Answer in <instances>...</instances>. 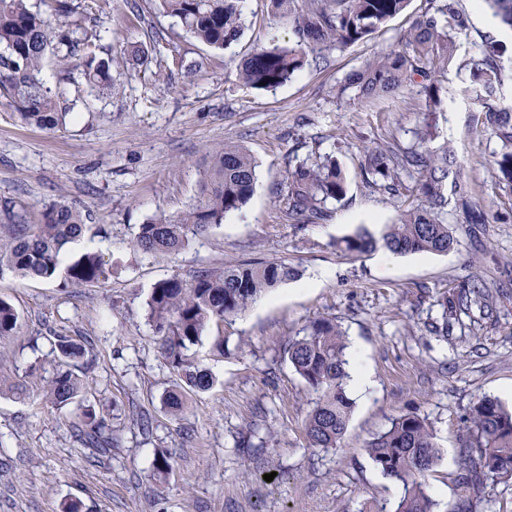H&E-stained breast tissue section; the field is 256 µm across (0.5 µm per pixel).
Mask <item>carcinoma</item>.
Segmentation results:
<instances>
[{
    "label": "carcinoma",
    "instance_id": "carcinoma-1",
    "mask_svg": "<svg viewBox=\"0 0 512 512\" xmlns=\"http://www.w3.org/2000/svg\"><path fill=\"white\" fill-rule=\"evenodd\" d=\"M157 9L179 19L197 41L224 50L238 41L244 29L240 0H154ZM410 0H270L271 7L292 21L289 46H260L244 57L237 75L246 85L275 89L287 83L309 62L326 59L325 53L345 48L375 33L400 14ZM493 17L512 29V0H480ZM413 31L398 53L375 56L348 77L347 85L359 99L379 101L407 82L420 77L430 110L442 106L436 74L450 63L457 39L469 35L460 0H429ZM50 11L32 10L29 0H0V95L10 99L25 124L53 131L64 124L69 107L62 95L40 78L48 54L63 64L81 61L86 85L92 91L112 92V60L95 53L99 35L76 20L56 25L53 18L76 13L72 0H48ZM486 46L482 57L463 60L459 70L484 100L481 124L500 143L494 164L506 193L512 196V104L496 102L503 86L512 83V63L498 55L494 36L480 35ZM456 160L447 147L375 148L367 151L366 184L374 192L392 196L417 193L421 204L403 211L396 222L385 225L380 237L362 230L343 238L339 248L362 255L383 246L395 254H444L457 244L448 225V197L467 215L470 224H488L495 214L473 201L468 185L454 171ZM414 179L407 184L404 178ZM256 180V161L244 147L225 144L205 153L199 191L194 203L174 217H156L139 226L136 247L152 255H175L199 234L224 223L226 214L241 210L250 200ZM286 210L297 224L327 217V204L338 202L348 184L336 158L324 155L316 162H300L286 171ZM0 224V275L60 280L71 285H93L105 278V264L87 251L64 261L66 246L88 230L87 216L66 204L43 211L40 223L28 224L4 209ZM299 277L286 262L228 264L220 271L201 269L189 280L179 277L157 282L147 300V316L158 336L160 349L180 383L169 391L165 404L173 413L184 408L185 393L205 391L213 383L209 372L187 354L213 321L238 317L263 293ZM18 315L0 299V336H10ZM58 365L46 384L45 397L62 411L76 403L83 390L71 361L81 358L87 346L59 337ZM347 342L336 321L316 318L304 334L285 343L282 354L315 395L305 424L313 448L334 450L344 436L353 402L347 394L349 378ZM467 436L455 482L459 491L457 512H484L490 479L512 480V409L499 399L482 397L466 417ZM79 432L90 448L109 451L114 438L104 420L87 406L81 412ZM370 459L383 475L403 484V496L393 512H439V502L427 488V474L442 459L432 423L414 412L393 417L389 426L367 443Z\"/></svg>",
    "mask_w": 512,
    "mask_h": 512
}]
</instances>
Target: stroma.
Masks as SVG:
<instances>
[{
  "mask_svg": "<svg viewBox=\"0 0 512 512\" xmlns=\"http://www.w3.org/2000/svg\"><path fill=\"white\" fill-rule=\"evenodd\" d=\"M88 6V27L100 36L98 54L112 58L111 94L89 93L79 66L62 80L55 58L42 78L64 89L71 113L49 132L22 123L0 98V203L27 223H39L54 203L77 207L93 229L69 253L98 252L105 280L80 288L0 275V298L18 314L13 335L0 338V512H361L365 503L393 507L401 482L387 478L366 443L390 418L415 412L434 426L444 458L427 477L442 512L457 503L455 473L465 417L483 396L512 405V207L489 224L466 223L449 208L457 240L443 255L351 256L337 243L359 229L380 234L417 196L370 194L362 167L367 149L417 145L453 152L475 201L491 204L502 185L491 157L496 138L478 121L479 104L461 60L478 56L463 43L441 73L443 109L424 110L419 83L378 101L343 92L346 78L378 54L402 50L426 5L411 0L367 40L332 51L324 67L307 66L270 90L244 85L236 66L260 45L292 43L288 18L269 0H243L247 29L224 51L190 38L153 0H75ZM147 63L122 60L131 46ZM231 142L258 163L255 192L221 226L190 236L178 255L139 251L135 237L148 219L178 214L193 202L206 149ZM333 154L349 190L328 205L318 224L284 216L283 179L289 164ZM285 260L298 280L258 298L239 317L212 323L189 353L214 383L188 394L186 408L164 404L178 377L166 364L147 319L155 283L190 279L202 268L241 261ZM482 283L493 312L448 318L446 337L425 322L443 316L444 299L470 281ZM338 323L359 346L372 384L352 394L351 420L339 448L310 447L304 421L313 396L281 354L288 338L316 318ZM67 336L90 342L84 404L103 414L118 448L96 453L81 441L72 416L43 397L54 374V343ZM228 340V354L215 345ZM171 456L166 479L153 473L158 454ZM273 481H265V474Z\"/></svg>",
  "mask_w": 512,
  "mask_h": 512,
  "instance_id": "1",
  "label": "stroma"
}]
</instances>
